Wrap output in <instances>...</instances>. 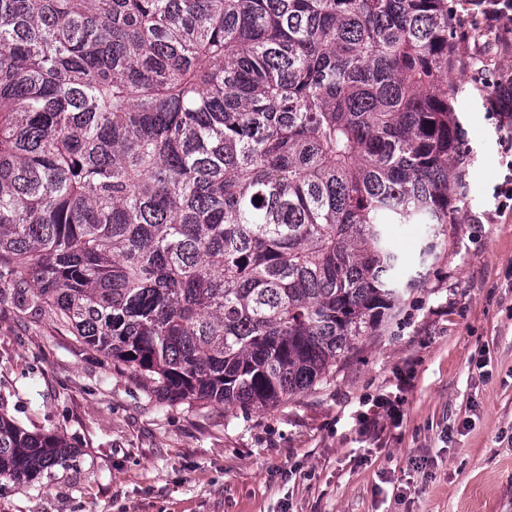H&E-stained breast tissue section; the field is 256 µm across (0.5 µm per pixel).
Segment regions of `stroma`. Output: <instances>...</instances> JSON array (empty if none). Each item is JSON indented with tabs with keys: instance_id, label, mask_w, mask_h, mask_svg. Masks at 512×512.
Instances as JSON below:
<instances>
[{
	"instance_id": "obj_1",
	"label": "stroma",
	"mask_w": 512,
	"mask_h": 512,
	"mask_svg": "<svg viewBox=\"0 0 512 512\" xmlns=\"http://www.w3.org/2000/svg\"><path fill=\"white\" fill-rule=\"evenodd\" d=\"M512 53L456 38L454 103L471 153L469 203L421 260V226L395 248L419 287L333 376L270 409L187 407L78 347L50 316L0 304V413L58 432L69 467L0 480V512H512V206L507 154L486 109ZM400 394L392 422L373 405Z\"/></svg>"
}]
</instances>
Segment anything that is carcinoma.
I'll return each instance as SVG.
<instances>
[{
	"label": "carcinoma",
	"instance_id": "cac0c4a2",
	"mask_svg": "<svg viewBox=\"0 0 512 512\" xmlns=\"http://www.w3.org/2000/svg\"><path fill=\"white\" fill-rule=\"evenodd\" d=\"M448 0H0V301L263 409L392 324L465 179ZM260 199H255V196ZM75 450L0 414V479Z\"/></svg>",
	"mask_w": 512,
	"mask_h": 512
}]
</instances>
